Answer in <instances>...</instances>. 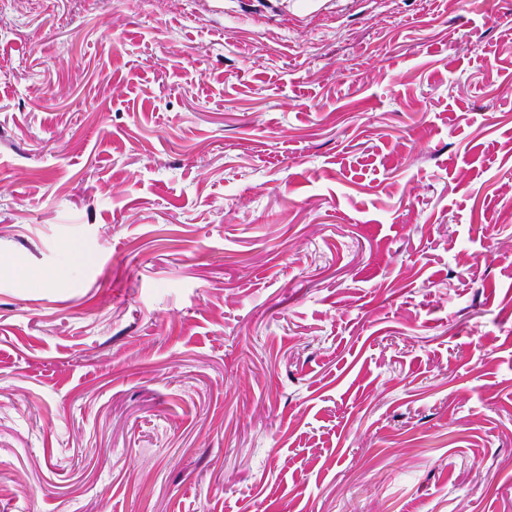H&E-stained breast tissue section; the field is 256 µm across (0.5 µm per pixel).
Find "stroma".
<instances>
[{
	"label": "stroma",
	"mask_w": 512,
	"mask_h": 512,
	"mask_svg": "<svg viewBox=\"0 0 512 512\" xmlns=\"http://www.w3.org/2000/svg\"><path fill=\"white\" fill-rule=\"evenodd\" d=\"M0 512H512V0H0Z\"/></svg>",
	"instance_id": "stroma-1"
}]
</instances>
